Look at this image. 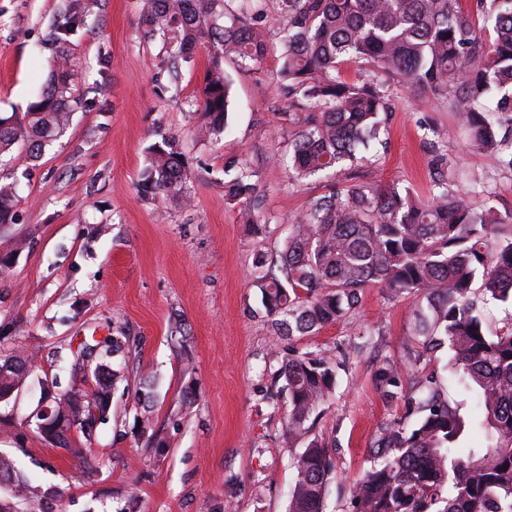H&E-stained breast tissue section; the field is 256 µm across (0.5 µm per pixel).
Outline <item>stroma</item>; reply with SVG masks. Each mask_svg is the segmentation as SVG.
Returning <instances> with one entry per match:
<instances>
[{
  "label": "stroma",
  "instance_id": "1",
  "mask_svg": "<svg viewBox=\"0 0 512 512\" xmlns=\"http://www.w3.org/2000/svg\"><path fill=\"white\" fill-rule=\"evenodd\" d=\"M67 0H0V113L24 112L55 58L51 20ZM87 26L69 53L78 86L90 89L66 132L18 174L15 223L0 226V251L16 249L0 273V357L24 356L32 372L0 433V456L35 486L65 488L59 501L24 498V512H288L296 472L285 436L276 375L288 352L337 355L336 388L318 410L315 433L333 470L324 512H351L354 480L374 463V443L404 416L385 401L373 374L388 364L445 374L450 354L425 350L413 331L416 299L368 288L355 310L313 336H273L250 272L257 252H279L287 227L324 193L325 179L291 180L288 105L278 90L281 48L270 40L261 69L225 62L229 127L205 139L193 101L208 65H184L178 92L157 78L160 41L139 39L141 0H82ZM110 62L101 74L99 61ZM385 145L360 167L366 182L394 181L420 197L432 185L426 127L454 118L446 99L403 79L390 82ZM178 141L192 172L194 202L144 201L137 180L147 149ZM466 176L512 212V170L456 135L443 146ZM237 159L259 176L260 218L242 223L224 201V164ZM116 339L107 359L80 358L81 339ZM124 367L85 465L47 446L28 426L41 379L92 387L99 361ZM149 397L140 400L139 388Z\"/></svg>",
  "mask_w": 512,
  "mask_h": 512
}]
</instances>
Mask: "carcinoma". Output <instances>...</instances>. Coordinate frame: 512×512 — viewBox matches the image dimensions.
<instances>
[{
    "label": "carcinoma",
    "instance_id": "obj_1",
    "mask_svg": "<svg viewBox=\"0 0 512 512\" xmlns=\"http://www.w3.org/2000/svg\"><path fill=\"white\" fill-rule=\"evenodd\" d=\"M144 0L140 38H161L159 73L176 88L182 65L203 50L209 66L201 96V132L227 129L231 84L224 60L262 68L273 32L281 47L278 79L295 127L288 174L301 180L337 173L343 178L314 198L288 225L278 254H257L253 281L278 335H313L354 309L363 289L381 286L417 299V334L431 350L452 353L448 390L426 380L406 394L391 369L375 373L388 400H405L414 422L400 418L377 440L375 463L353 484V512H512V329L491 333L479 314L473 285L482 294L512 303V212L471 203L455 189V169L440 145L449 131L431 128L432 194L422 199L397 184L357 180L365 154L383 145L390 92L380 76H397L448 101L469 145L490 152L512 170V129L492 117L512 112V0H476L490 37L460 0ZM86 27L79 0H70L52 21L59 46L42 92L18 118L0 115V158L29 165L68 124L88 91L73 80L70 38ZM358 64L354 76L341 64ZM224 200L240 206L254 223L257 173L230 161L224 166ZM18 181L0 175V225L15 223ZM140 197L186 205L193 198L191 172L176 139L148 148L137 183ZM25 360H0V389L25 378ZM121 377L95 375V387L54 395L51 407L67 409L71 397L96 403ZM279 377L288 393V446L294 458L289 512H323L332 463L312 434L313 416L336 381L333 355H288ZM472 405L468 414L462 413ZM479 431L483 442L466 444ZM18 497L42 492L27 478L14 484Z\"/></svg>",
    "mask_w": 512,
    "mask_h": 512
}]
</instances>
